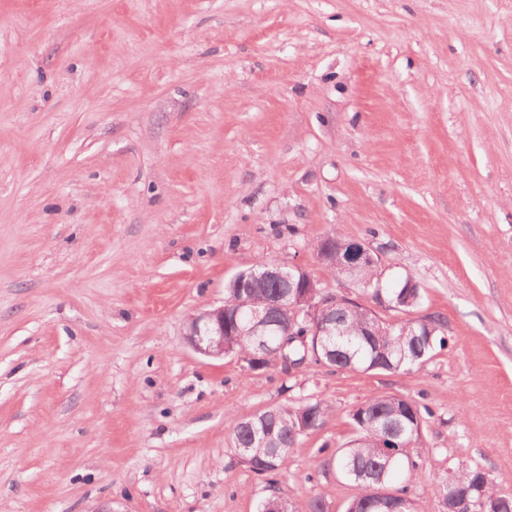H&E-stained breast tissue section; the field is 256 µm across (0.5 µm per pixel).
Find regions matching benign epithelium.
<instances>
[{"instance_id": "1", "label": "benign epithelium", "mask_w": 512, "mask_h": 512, "mask_svg": "<svg viewBox=\"0 0 512 512\" xmlns=\"http://www.w3.org/2000/svg\"><path fill=\"white\" fill-rule=\"evenodd\" d=\"M344 253V271L348 274L352 287L360 286L353 274L361 268L378 269L379 258L369 246L360 242H346L336 246V239L327 237L318 250L321 263L336 261V250ZM273 282L283 291L258 306L250 297V288L256 279ZM229 287L239 291V309L246 310L249 316L247 325L240 333L255 338L256 351L266 353V336L274 326L288 321V332L280 341L277 350L282 352L289 345L298 342L303 347L305 357L324 363L336 356L324 337L332 335L336 329L333 319H318L316 313L321 302L336 299L337 293L314 278L304 267L297 264L284 265L272 262L257 269L237 273L229 282ZM186 339L194 352L205 357L224 356V307L200 311L189 318Z\"/></svg>"}]
</instances>
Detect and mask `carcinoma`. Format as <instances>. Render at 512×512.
<instances>
[{
	"mask_svg": "<svg viewBox=\"0 0 512 512\" xmlns=\"http://www.w3.org/2000/svg\"><path fill=\"white\" fill-rule=\"evenodd\" d=\"M423 293L418 284L408 287L406 279L393 288H381L375 282L359 289L361 296L373 302L382 298L392 305V320L379 317L363 304L351 310L341 297L336 303L324 306L320 316L336 319V324L345 330V335L333 337L336 363L331 368L400 373L420 366L436 350L444 348L446 329L440 317L430 315L420 320L410 317L420 306ZM224 341L231 356L240 359L248 369H257L252 337L226 336ZM327 411L324 402L314 399L247 414L233 430L234 449L253 472L268 476L267 488L275 489L276 476L288 470L291 452L301 439L293 433V427L299 419L310 415L313 423L309 431L314 432L323 424ZM430 417L432 411L425 403L381 393L351 412L352 439L330 457L341 474L360 489L347 504L346 512H387L390 502L399 503L404 512H416L409 486L394 489L389 480L404 464L408 480L416 479L419 462L412 456V450L422 447L423 428ZM433 485L445 501L464 497L500 500L504 512H512V493L501 491L479 466L458 469L449 480L436 477ZM281 508L284 512H325L319 497L310 498L303 506L284 498Z\"/></svg>",
	"mask_w": 512,
	"mask_h": 512,
	"instance_id": "1",
	"label": "carcinoma"
}]
</instances>
